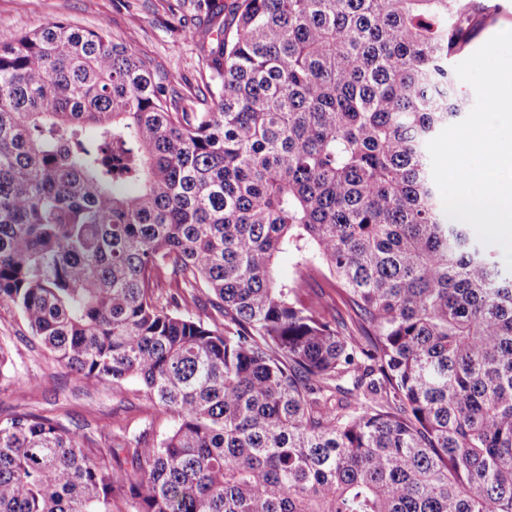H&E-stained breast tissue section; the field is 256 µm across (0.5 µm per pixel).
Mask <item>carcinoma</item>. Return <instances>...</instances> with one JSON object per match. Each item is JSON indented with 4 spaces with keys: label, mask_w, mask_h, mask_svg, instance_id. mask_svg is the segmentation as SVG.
I'll return each instance as SVG.
<instances>
[{
    "label": "carcinoma",
    "mask_w": 512,
    "mask_h": 512,
    "mask_svg": "<svg viewBox=\"0 0 512 512\" xmlns=\"http://www.w3.org/2000/svg\"><path fill=\"white\" fill-rule=\"evenodd\" d=\"M499 11L232 0L201 95L103 26L0 30V302L173 418L102 452L0 417V512H512V276L427 150ZM324 273L325 275L320 272L314 274V290L321 296L324 303L336 308V313L348 320V311L342 302L339 289L335 287L334 279H332L328 273Z\"/></svg>",
    "instance_id": "obj_1"
}]
</instances>
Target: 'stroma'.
I'll list each match as a JSON object with an SVG mask.
<instances>
[{
    "instance_id": "1",
    "label": "stroma",
    "mask_w": 512,
    "mask_h": 512,
    "mask_svg": "<svg viewBox=\"0 0 512 512\" xmlns=\"http://www.w3.org/2000/svg\"><path fill=\"white\" fill-rule=\"evenodd\" d=\"M227 19L224 12L198 10L196 0H0V30L31 33L56 20L85 29L104 23L111 38L145 55L153 68L173 74L187 89L201 85L208 50ZM0 347L12 361L10 377L0 380V416L27 411L54 418L82 428L105 449L119 432L148 424L161 437L173 424L153 409L137 381L118 388L92 385L54 361L7 303H0Z\"/></svg>"
}]
</instances>
